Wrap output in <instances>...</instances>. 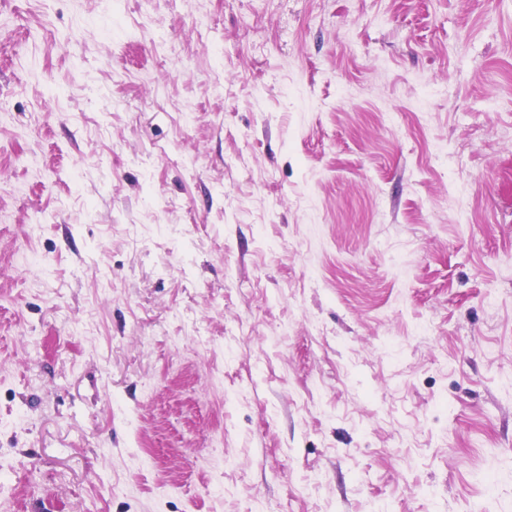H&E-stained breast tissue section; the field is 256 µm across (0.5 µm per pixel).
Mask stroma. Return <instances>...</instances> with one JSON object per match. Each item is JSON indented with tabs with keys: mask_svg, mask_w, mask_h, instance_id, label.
Segmentation results:
<instances>
[{
	"mask_svg": "<svg viewBox=\"0 0 512 512\" xmlns=\"http://www.w3.org/2000/svg\"><path fill=\"white\" fill-rule=\"evenodd\" d=\"M1 483L512 512V0H0Z\"/></svg>",
	"mask_w": 512,
	"mask_h": 512,
	"instance_id": "stroma-1",
	"label": "stroma"
}]
</instances>
